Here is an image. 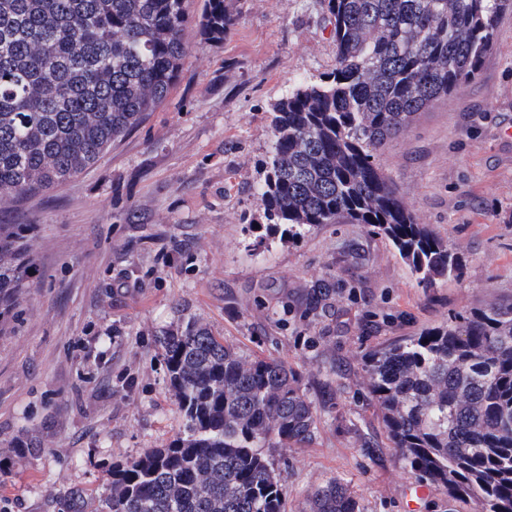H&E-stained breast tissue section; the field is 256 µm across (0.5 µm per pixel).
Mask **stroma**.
Instances as JSON below:
<instances>
[{
  "mask_svg": "<svg viewBox=\"0 0 512 512\" xmlns=\"http://www.w3.org/2000/svg\"><path fill=\"white\" fill-rule=\"evenodd\" d=\"M221 43L185 31L180 78L155 112L96 165L17 200L0 216L34 224L36 271L0 328V512H56L71 491L94 512L113 461L160 448L182 429L158 336L188 318L244 354L290 363L317 398L308 447L270 449L286 512H307L339 480L363 512H450L447 493L406 468L361 384L371 349L512 300V10L479 74L417 112L376 159L420 223L463 255L457 280L418 285L384 237L322 224L288 241L255 193L271 145L267 111L332 69L322 0H232ZM338 288L327 311L310 294Z\"/></svg>",
  "mask_w": 512,
  "mask_h": 512,
  "instance_id": "1",
  "label": "stroma"
}]
</instances>
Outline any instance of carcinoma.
I'll return each mask as SVG.
<instances>
[{"instance_id": "obj_1", "label": "carcinoma", "mask_w": 512, "mask_h": 512, "mask_svg": "<svg viewBox=\"0 0 512 512\" xmlns=\"http://www.w3.org/2000/svg\"><path fill=\"white\" fill-rule=\"evenodd\" d=\"M509 0H323L332 69L270 105L261 163L264 223L294 240L319 224H364L387 238L418 285L462 277L459 253L398 195L373 150L412 115L456 91L491 51ZM191 0H0V196L53 189L93 166L169 95L185 57ZM237 25L228 0H204L201 35ZM36 225L0 217V322L33 267ZM336 283L311 299L326 306ZM183 430L163 448L112 463L101 512H284L265 453L312 445L314 402L288 362L245 357L197 320L157 337ZM365 385L409 471L478 504L512 512V303L454 314L363 357ZM75 490L58 512H84ZM311 512H362L337 481Z\"/></svg>"}]
</instances>
